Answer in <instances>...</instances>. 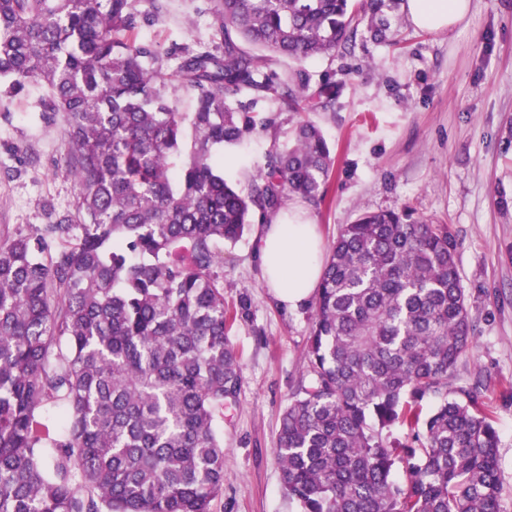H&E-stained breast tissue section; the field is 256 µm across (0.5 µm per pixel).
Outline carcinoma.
Wrapping results in <instances>:
<instances>
[{"mask_svg": "<svg viewBox=\"0 0 512 512\" xmlns=\"http://www.w3.org/2000/svg\"><path fill=\"white\" fill-rule=\"evenodd\" d=\"M143 1L155 2L0 0V91L45 89L78 187L52 223L0 226V512H211L225 477L217 414L242 387L229 333L247 311L244 296L238 311L224 303V243L256 210L324 200L334 167L303 121L238 189L224 148L271 122L235 102L305 111L299 75L271 64L352 48L361 13L375 40L394 38L385 0H212L214 37L161 53L135 36L155 18ZM165 56L179 60L169 79ZM180 89L194 111H179ZM470 326L446 225L378 211L341 228L315 298L310 379L277 433L299 512H504L498 432L473 392L448 398ZM430 395L441 401L424 416ZM396 425L411 442L388 440Z\"/></svg>", "mask_w": 512, "mask_h": 512, "instance_id": "carcinoma-1", "label": "carcinoma"}]
</instances>
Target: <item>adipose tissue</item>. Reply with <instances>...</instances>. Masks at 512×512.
<instances>
[{"label": "adipose tissue", "instance_id": "1", "mask_svg": "<svg viewBox=\"0 0 512 512\" xmlns=\"http://www.w3.org/2000/svg\"><path fill=\"white\" fill-rule=\"evenodd\" d=\"M471 0H407L414 24L444 29L465 19ZM258 252L262 277L274 301L289 310L304 305L316 288L321 273V245L315 226L303 215L264 225Z\"/></svg>", "mask_w": 512, "mask_h": 512}]
</instances>
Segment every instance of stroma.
<instances>
[{"mask_svg":"<svg viewBox=\"0 0 512 512\" xmlns=\"http://www.w3.org/2000/svg\"><path fill=\"white\" fill-rule=\"evenodd\" d=\"M160 10L139 39L163 48L213 34L210 0H157ZM407 0L388 15L399 42L378 43L359 26L352 51L312 60L284 58L311 97L291 112L274 99L248 111L270 131L225 149V175L247 188L272 141L301 121L318 125L335 165L323 201L290 199L330 248L342 225L389 210L409 221L447 225L465 291L473 342L448 376L449 391L476 392L498 430L505 512H512V0H472L467 17L444 30L416 27ZM37 91L0 96V225L41 226L50 212L73 210L77 186L63 166L61 118L43 121ZM261 223L224 247V299L247 298L230 338L242 389L218 424L224 491L212 512H298L284 492L274 448L290 393L307 376L313 308L278 307L261 279Z\"/></svg>","mask_w":512,"mask_h":512,"instance_id":"obj_1","label":"stroma"}]
</instances>
